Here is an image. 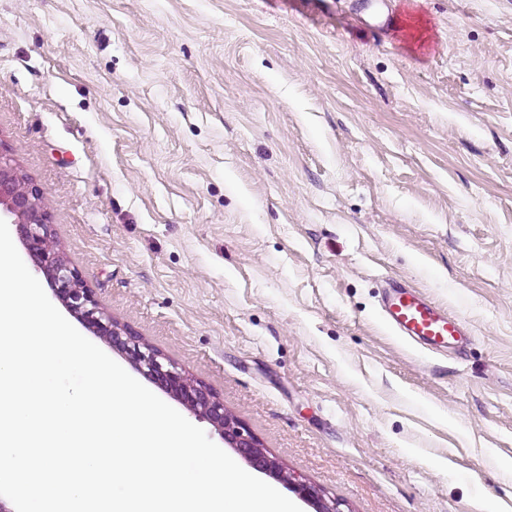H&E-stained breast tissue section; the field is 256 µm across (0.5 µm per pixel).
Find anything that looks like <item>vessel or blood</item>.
<instances>
[{
    "label": "vessel or blood",
    "mask_w": 512,
    "mask_h": 512,
    "mask_svg": "<svg viewBox=\"0 0 512 512\" xmlns=\"http://www.w3.org/2000/svg\"><path fill=\"white\" fill-rule=\"evenodd\" d=\"M385 323L397 334L435 350L460 347L469 334L465 322L404 282L385 283L381 304Z\"/></svg>",
    "instance_id": "obj_1"
}]
</instances>
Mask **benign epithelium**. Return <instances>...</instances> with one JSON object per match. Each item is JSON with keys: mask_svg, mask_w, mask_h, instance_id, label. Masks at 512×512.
<instances>
[{"mask_svg": "<svg viewBox=\"0 0 512 512\" xmlns=\"http://www.w3.org/2000/svg\"><path fill=\"white\" fill-rule=\"evenodd\" d=\"M0 219L16 227L25 250L52 284L55 296L80 322L113 347L123 351L136 367L183 405L207 419L236 452L257 470L275 473L277 460L267 454L249 432L224 411V404L204 385L193 382L182 369L161 352L141 341L128 328L115 322L100 307L95 293L88 288L79 271L68 262L53 243L52 228L42 194L11 160L0 153ZM291 489L312 504L315 512H336L311 486L294 482Z\"/></svg>", "mask_w": 512, "mask_h": 512, "instance_id": "obj_1", "label": "benign epithelium"}]
</instances>
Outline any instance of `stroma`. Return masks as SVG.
Instances as JSON below:
<instances>
[{"instance_id":"1","label":"stroma","mask_w":512,"mask_h":512,"mask_svg":"<svg viewBox=\"0 0 512 512\" xmlns=\"http://www.w3.org/2000/svg\"><path fill=\"white\" fill-rule=\"evenodd\" d=\"M0 0V146L101 307L338 512H512V0ZM400 278L463 319L432 352ZM382 297L385 323L398 335L431 349L458 348L470 336L465 322L404 282L388 279Z\"/></svg>"}]
</instances>
